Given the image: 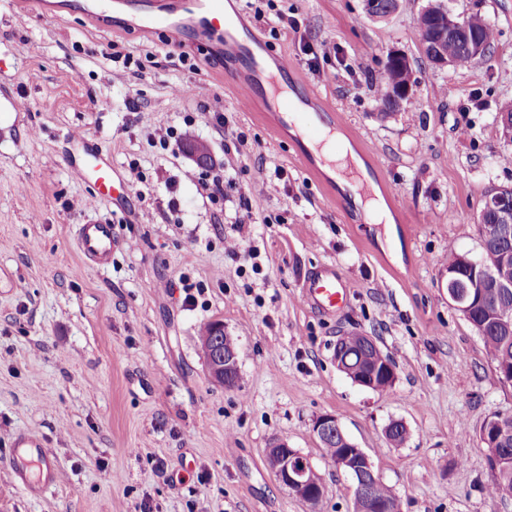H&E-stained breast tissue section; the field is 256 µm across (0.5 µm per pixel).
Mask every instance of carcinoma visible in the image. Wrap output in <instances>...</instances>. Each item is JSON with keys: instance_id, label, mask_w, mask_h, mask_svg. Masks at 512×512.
Returning a JSON list of instances; mask_svg holds the SVG:
<instances>
[{"instance_id": "obj_1", "label": "carcinoma", "mask_w": 512, "mask_h": 512, "mask_svg": "<svg viewBox=\"0 0 512 512\" xmlns=\"http://www.w3.org/2000/svg\"><path fill=\"white\" fill-rule=\"evenodd\" d=\"M399 0H366L365 8L370 16H385L397 10ZM454 22V30L448 31V22ZM450 21L434 16L430 11H422L417 17V26L426 31L431 44L441 48L452 64L466 67L474 58L469 52L468 44L477 41L490 51L495 41L493 26L484 18L474 15L461 19L450 15ZM384 83L380 88V100L387 110L398 108L407 97L397 92V87L404 82L401 70L392 58H387L383 71ZM503 249L488 243L481 247L478 259L489 273L488 299L483 307L475 309L470 323L481 330L484 347L496 365L512 368V258L504 261ZM342 357L359 369L363 375H371L375 364L371 358L375 351L365 352L361 333L352 332L340 346ZM497 425L490 424L480 428L478 435L488 449V461L492 462V478L487 491L495 497H512V435L498 441L493 437ZM368 498L382 506L387 512H394L396 495L380 479L368 478Z\"/></svg>"}]
</instances>
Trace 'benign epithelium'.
Returning a JSON list of instances; mask_svg holds the SVG:
<instances>
[{
  "label": "benign epithelium",
  "instance_id": "1",
  "mask_svg": "<svg viewBox=\"0 0 512 512\" xmlns=\"http://www.w3.org/2000/svg\"><path fill=\"white\" fill-rule=\"evenodd\" d=\"M512 199L511 186L488 187L484 192L483 208L476 217V224L482 229L481 240L508 239L512 231L496 224L484 223L487 212L496 209L503 201ZM462 268L469 275L461 276L455 272L448 273V304L462 313L469 314L482 296L483 282L486 275L475 256L464 257ZM201 348L210 378L218 385L232 389L237 386L238 351L232 337L224 333V323L219 321L210 336L201 338ZM318 441L323 442L344 435L338 418L332 413L322 414L312 426ZM348 448L332 461L337 470L350 478L354 486V502L364 504L368 499L363 476L369 474L378 477L368 453L351 440H346ZM268 465L277 482L287 488L299 499L311 506V512H319L318 506L324 498L323 484L313 477L314 468L296 449L284 439L273 441L268 449Z\"/></svg>",
  "mask_w": 512,
  "mask_h": 512
}]
</instances>
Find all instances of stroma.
Returning a JSON list of instances; mask_svg holds the SVG:
<instances>
[{
  "label": "stroma",
  "instance_id": "stroma-1",
  "mask_svg": "<svg viewBox=\"0 0 512 512\" xmlns=\"http://www.w3.org/2000/svg\"><path fill=\"white\" fill-rule=\"evenodd\" d=\"M67 2L60 21L0 2V93L28 102L0 118V269L23 283L0 293V512H310L268 467L277 439L321 477V512H353L351 481L312 432L324 413L369 454L399 512H512V498L486 490L478 436L488 418L512 415V387L441 284L449 250H481L485 189L512 186L501 161L512 144L496 124L512 103V0H446L496 32L493 51L465 68L425 57L416 19L428 0H403L383 20L367 15L365 0L242 8L356 134L389 224L329 190L264 103H239L223 56L185 60L161 34L97 29L84 0ZM272 9L294 12L298 26L271 32L262 14ZM394 51L414 83L388 111L376 91ZM117 52L133 58L120 81ZM185 83L194 95L176 94ZM168 129V146L149 141ZM74 130L110 155L125 200L72 208L90 195L67 167ZM189 141L208 145L214 173L232 175L223 196L202 188ZM278 169L283 180L258 192ZM89 222L113 225L122 242L109 269L77 249L76 229ZM230 235L253 259L225 253ZM326 265L349 282L332 314L302 296L305 277ZM185 277L204 288V304H184ZM218 320L239 349L233 389L209 378L200 350L201 328ZM347 332L373 336L393 359L391 388L376 392L337 370L334 345ZM394 420L409 428L399 446L385 436ZM19 430L39 436L62 470L43 496L14 484Z\"/></svg>",
  "mask_w": 512,
  "mask_h": 512
}]
</instances>
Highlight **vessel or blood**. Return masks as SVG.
Wrapping results in <instances>:
<instances>
[{
    "label": "vessel or blood",
    "mask_w": 512,
    "mask_h": 512,
    "mask_svg": "<svg viewBox=\"0 0 512 512\" xmlns=\"http://www.w3.org/2000/svg\"><path fill=\"white\" fill-rule=\"evenodd\" d=\"M228 7L227 0H164L152 13L130 16L125 23L147 33L165 34L176 42L181 40L183 31H193L194 49L215 48L223 53L225 71L235 76L233 89L241 102L249 107L264 94L266 86L274 87L279 81L293 78L294 71L285 55L268 56L263 42L252 30L241 26L225 27ZM86 16L99 27H109L114 22L109 0H90ZM269 106L282 116L292 117L300 130L294 149L298 156L308 157V141L320 138L327 125L325 107L316 90L307 83H298L293 93L278 94L271 99ZM71 143L76 151L68 161L72 175L83 182L93 181L95 198L107 197L115 187L111 165L83 134L73 135ZM76 240L85 259L100 268L109 264L119 244L109 224L79 225ZM303 295L309 304L333 311L345 302L347 289L335 267L326 266L307 278ZM10 445L28 449L32 463L42 475L41 481L30 482L21 462L11 460L10 466L24 490L38 496L58 484V465L37 436L18 431L13 434Z\"/></svg>",
    "instance_id": "vessel-or-blood-1"
}]
</instances>
